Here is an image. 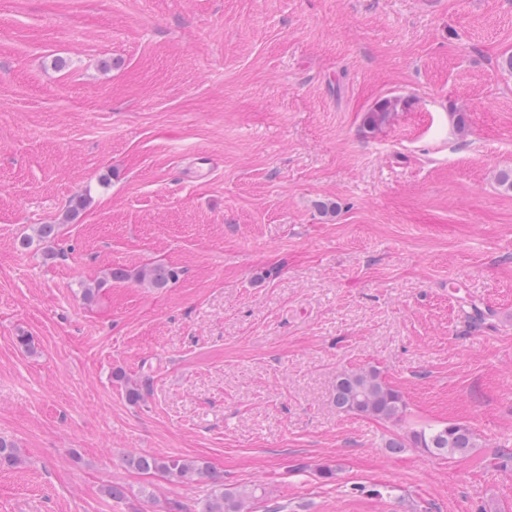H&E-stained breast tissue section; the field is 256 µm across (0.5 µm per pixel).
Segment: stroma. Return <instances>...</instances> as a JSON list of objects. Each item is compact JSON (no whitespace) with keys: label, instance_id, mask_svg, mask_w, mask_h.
I'll return each instance as SVG.
<instances>
[{"label":"stroma","instance_id":"1","mask_svg":"<svg viewBox=\"0 0 512 512\" xmlns=\"http://www.w3.org/2000/svg\"><path fill=\"white\" fill-rule=\"evenodd\" d=\"M511 53L512 0H0V512L209 492L136 452L250 512H512ZM368 367L401 424L337 411ZM447 422L478 447H387ZM177 278V271L162 264L147 265L133 273L124 268H112L102 279L93 284L83 285L81 296L86 301L91 300L95 293L108 282H125L134 279L149 288H166ZM129 467L142 472H158L172 481L182 484L191 483L198 478L212 479L210 493L202 501L201 512H244L248 511L246 503L262 496L258 489L248 492L224 490L223 481L213 475L207 465L199 460H190L179 456L158 457L139 455L127 459Z\"/></svg>","mask_w":512,"mask_h":512}]
</instances>
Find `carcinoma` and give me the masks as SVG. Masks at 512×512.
Instances as JSON below:
<instances>
[{"label":"carcinoma","instance_id":"cac0c4a2","mask_svg":"<svg viewBox=\"0 0 512 512\" xmlns=\"http://www.w3.org/2000/svg\"><path fill=\"white\" fill-rule=\"evenodd\" d=\"M397 105L398 100L394 99L376 106L368 112L367 124L373 128L385 124ZM58 234L59 225L40 224L34 229V235L24 238L21 244L29 246L35 241L52 244ZM177 278V271L162 264L147 265L133 273L124 268H112L102 279L82 286L81 296L89 301L109 282H125L133 279L150 288H166ZM334 403L340 412L384 422H399L406 411L402 394L389 385L374 368L339 374L334 389ZM410 446L419 448L432 456L450 458L465 454L476 447V434L464 423L448 422L441 426L424 425L386 444V447L392 451ZM19 462L20 458L15 445L1 438L0 468L13 467ZM127 464L142 472L161 473L172 481L182 484L191 483L205 476L212 479L210 493L202 501L201 512H246V503L258 498L255 489L242 492L224 488L223 481L213 475L208 466L199 460L179 456L139 455L128 458Z\"/></svg>","mask_w":512,"mask_h":512}]
</instances>
